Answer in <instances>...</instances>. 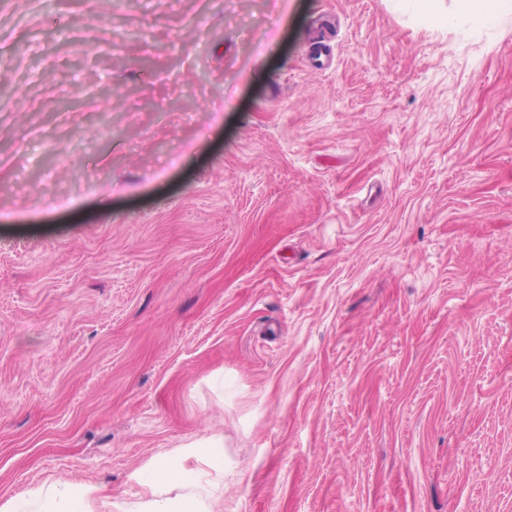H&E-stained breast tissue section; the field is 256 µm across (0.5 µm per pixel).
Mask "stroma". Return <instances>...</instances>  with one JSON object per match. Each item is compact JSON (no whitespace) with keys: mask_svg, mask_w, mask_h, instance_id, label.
<instances>
[{"mask_svg":"<svg viewBox=\"0 0 512 512\" xmlns=\"http://www.w3.org/2000/svg\"><path fill=\"white\" fill-rule=\"evenodd\" d=\"M212 433L237 512H512V18L0 0V503Z\"/></svg>","mask_w":512,"mask_h":512,"instance_id":"obj_1","label":"stroma"}]
</instances>
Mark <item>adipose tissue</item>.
I'll use <instances>...</instances> for the list:
<instances>
[{
    "mask_svg": "<svg viewBox=\"0 0 512 512\" xmlns=\"http://www.w3.org/2000/svg\"><path fill=\"white\" fill-rule=\"evenodd\" d=\"M421 17L442 26L457 16L491 17L512 12V0H414ZM224 437L205 435L186 442L162 461L146 465L135 478L142 491L134 503H119L99 487H74L59 478L32 493L0 504V512H226Z\"/></svg>",
    "mask_w": 512,
    "mask_h": 512,
    "instance_id": "1",
    "label": "adipose tissue"
}]
</instances>
